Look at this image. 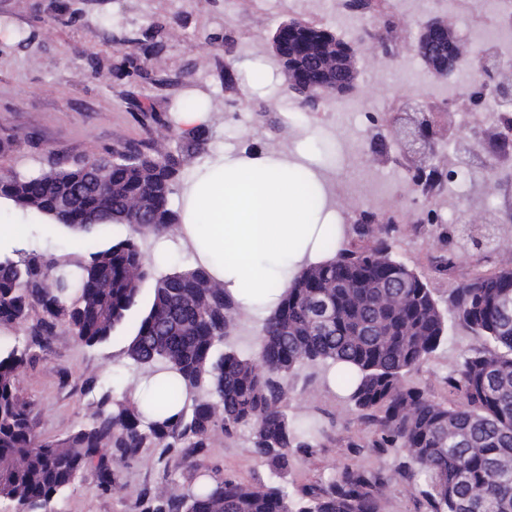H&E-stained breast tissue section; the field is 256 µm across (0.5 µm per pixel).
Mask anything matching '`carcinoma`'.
<instances>
[{
  "instance_id": "1",
  "label": "carcinoma",
  "mask_w": 512,
  "mask_h": 512,
  "mask_svg": "<svg viewBox=\"0 0 512 512\" xmlns=\"http://www.w3.org/2000/svg\"><path fill=\"white\" fill-rule=\"evenodd\" d=\"M271 38L288 63L301 71L296 95L318 82L317 62L336 63L334 32L313 21L293 38L288 26ZM209 128L183 133V147L199 153ZM184 154L162 146L144 153L114 149L112 158L52 169L33 178L0 179V199L44 223L81 233L84 260L72 270L57 260L16 250L0 258V323H14L40 307L47 315L38 334H53L58 321L87 346L108 342L130 322L125 354L145 378L165 372L154 405L130 386L119 399L105 392L92 423L62 439L39 442L33 433L20 375L25 351L0 349V499L14 512H42L66 491L76 475L98 471L112 486L103 450L133 456L149 445L188 443L205 448L221 428L232 436L248 432L249 448L280 472L288 471L294 448H306L313 421L296 422L283 411L288 378L305 364L319 365L350 389L348 399L374 419L375 448H402L428 475L432 512H512V268L476 275L454 289L448 312L491 343L492 349L463 357L449 385L460 402L448 407L405 383V376L434 353L447 335L448 316L413 269L394 259L383 225L358 224L357 240L339 244L345 226L327 228L322 247L333 256L302 268L264 318L256 337L258 354L234 350L215 354L232 330L241 305L203 266L156 280L147 312L135 311L151 261L130 236L104 245L105 226L126 224L165 233L180 223L169 198L183 181ZM68 200L62 208L59 202ZM165 405L179 411L149 421L146 412ZM152 512H381L376 479L345 468L326 487L297 500L280 487L255 488L230 479L165 493Z\"/></svg>"
}]
</instances>
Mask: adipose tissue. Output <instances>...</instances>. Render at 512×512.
<instances>
[{"label": "adipose tissue", "instance_id": "adipose-tissue-1", "mask_svg": "<svg viewBox=\"0 0 512 512\" xmlns=\"http://www.w3.org/2000/svg\"><path fill=\"white\" fill-rule=\"evenodd\" d=\"M326 230L285 161L255 153L218 159L183 192L182 243L242 306H273L309 264Z\"/></svg>", "mask_w": 512, "mask_h": 512}]
</instances>
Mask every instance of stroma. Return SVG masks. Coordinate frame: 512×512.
Returning <instances> with one entry per match:
<instances>
[{
  "label": "stroma",
  "mask_w": 512,
  "mask_h": 512,
  "mask_svg": "<svg viewBox=\"0 0 512 512\" xmlns=\"http://www.w3.org/2000/svg\"><path fill=\"white\" fill-rule=\"evenodd\" d=\"M342 4L328 0L324 11L310 12L309 17L358 47L359 76L348 98L374 103L371 112L358 113L348 125L365 145L364 156L350 167L336 161V114L331 109L311 111L284 97L275 114L278 126L272 129L242 105L246 98L266 100L284 84L269 41L282 21L297 17L290 0H0V28L10 33L0 38V176H36L115 149H148L158 137V126L141 122L134 108L138 102L166 115L169 146L178 149V109L196 92L213 120L205 151L191 158L185 174L220 152L234 157L257 149L267 154L289 150L323 167L343 195L360 182L365 165L374 164L394 180L392 205L377 213L379 220L391 223L393 256L422 274L439 306L447 307L453 289L475 273L512 266V248L497 243L469 250L455 266L446 264L465 228L481 223L485 212H495L504 223L512 219V167H497L490 141L482 138L456 177L441 167L432 178L411 182L419 156L407 133L415 117L400 112V105L430 101L442 125L467 137L473 128L466 117L475 108L465 95L449 106L431 95L436 78L412 52L418 20L401 14L395 0L385 10L392 25L385 42L407 55L415 74L408 83L398 81L395 60L380 57L375 42L364 38L357 26L337 25ZM145 32L153 34L156 53L143 60L139 75L116 77L118 49ZM228 40L234 43L231 58L224 53ZM230 60L237 77L232 86L224 82ZM378 65L384 75L375 80L370 72ZM261 69L265 81L253 83V74ZM27 239L43 258L74 264L83 259L67 229L50 234L32 224ZM43 318L36 306L22 322L0 323V348L27 351L22 393L31 404L37 439L48 441L89 424L103 393L120 394L136 370L124 355L127 329L89 347L61 322L43 342L36 336ZM486 345L484 337L449 318L443 344L406 379L434 401L455 404L458 397L448 385L449 375L462 354ZM284 410L289 418L313 416L320 424L308 448L295 452L288 472L275 473L256 458L246 435L227 438L217 431L207 447L189 453L152 446L124 457L110 450L111 488L101 485L96 470L82 471L46 512H145L165 491L218 477L252 487L279 483L299 497L346 467L379 475L383 512H432L425 480L406 451L373 447L378 427L350 403L343 383H330L320 368L302 367L289 380Z\"/></svg>",
  "instance_id": "obj_1"
}]
</instances>
